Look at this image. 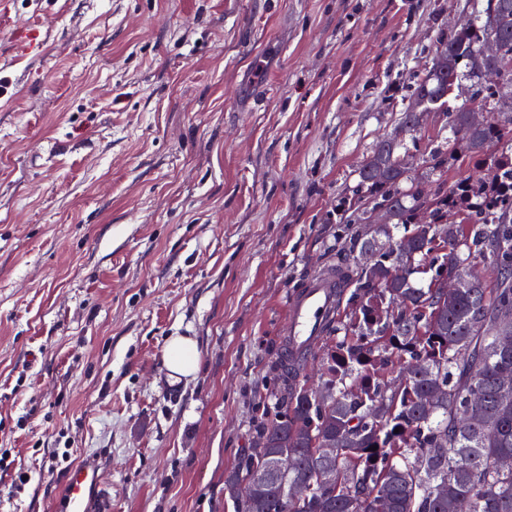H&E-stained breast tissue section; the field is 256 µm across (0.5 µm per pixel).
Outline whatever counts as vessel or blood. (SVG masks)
I'll list each match as a JSON object with an SVG mask.
<instances>
[{
  "label": "vessel or blood",
  "instance_id": "obj_1",
  "mask_svg": "<svg viewBox=\"0 0 512 512\" xmlns=\"http://www.w3.org/2000/svg\"><path fill=\"white\" fill-rule=\"evenodd\" d=\"M340 287L335 277L315 276L291 297L288 338L294 355L313 348L337 307ZM60 512H109L104 506L105 473L92 461L70 467L62 478Z\"/></svg>",
  "mask_w": 512,
  "mask_h": 512
}]
</instances>
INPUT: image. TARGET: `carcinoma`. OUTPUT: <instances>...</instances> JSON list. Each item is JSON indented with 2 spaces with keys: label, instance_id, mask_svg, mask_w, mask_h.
I'll return each instance as SVG.
<instances>
[{
  "label": "carcinoma",
  "instance_id": "obj_1",
  "mask_svg": "<svg viewBox=\"0 0 512 512\" xmlns=\"http://www.w3.org/2000/svg\"><path fill=\"white\" fill-rule=\"evenodd\" d=\"M473 21L437 38L426 76L413 84L414 105L399 126L420 130L419 113L443 112L453 144L485 157L490 178L459 181L434 198L405 191L403 140L387 136L359 170L374 208L390 223L354 233L349 252L329 268L343 301L321 340L325 378L313 384L290 341L272 369V404L254 419L268 442L244 454L224 476L228 490L256 481L249 498L227 496L237 512H512V347L495 343L494 321L512 313V155L488 153L512 143V0H466ZM496 42L498 54L486 51ZM471 82L458 104L455 88ZM492 113L471 121L473 108ZM427 208L431 223L413 222ZM453 211L462 223L433 243L435 224ZM404 228L401 238L393 229ZM372 253V263L360 262ZM435 270L427 286L413 275ZM498 272L489 287L478 265ZM467 278L455 295L441 283ZM475 421L463 427L458 415ZM400 432H395V429ZM336 448V481L322 482L316 454Z\"/></svg>",
  "mask_w": 512,
  "mask_h": 512
}]
</instances>
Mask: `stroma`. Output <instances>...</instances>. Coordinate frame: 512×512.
<instances>
[{
    "mask_svg": "<svg viewBox=\"0 0 512 512\" xmlns=\"http://www.w3.org/2000/svg\"><path fill=\"white\" fill-rule=\"evenodd\" d=\"M464 0H9L0 10V512L95 458L111 512H234L287 304L335 263ZM41 29L39 55L16 48ZM443 113L425 193L478 174ZM199 369L168 388V337ZM27 482H20V474Z\"/></svg>",
    "mask_w": 512,
    "mask_h": 512,
    "instance_id": "35a3bbf8",
    "label": "stroma"
}]
</instances>
